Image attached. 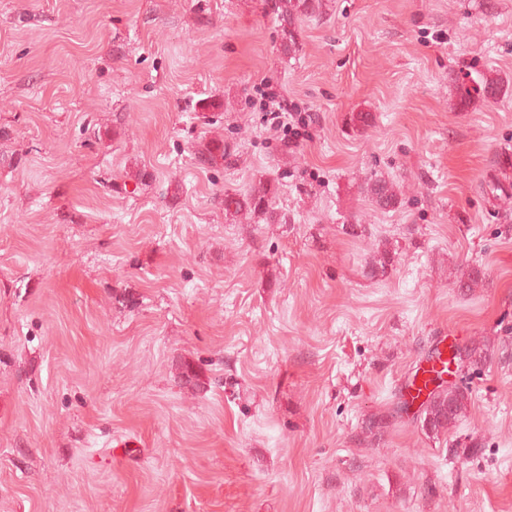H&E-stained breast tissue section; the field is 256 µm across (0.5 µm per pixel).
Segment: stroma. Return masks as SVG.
<instances>
[{
  "instance_id": "stroma-1",
  "label": "stroma",
  "mask_w": 512,
  "mask_h": 512,
  "mask_svg": "<svg viewBox=\"0 0 512 512\" xmlns=\"http://www.w3.org/2000/svg\"><path fill=\"white\" fill-rule=\"evenodd\" d=\"M300 27L287 56L264 0H0V512H512V0ZM261 179L287 223L226 217ZM444 336L486 359L436 434L394 410ZM259 95L261 110L265 112L266 125L274 134L288 131V137L296 140L302 135L301 129L305 130L316 123L313 112H302L293 102L289 107L287 100L280 93H270L263 88ZM363 192L382 210L393 209L398 204V195L392 183L385 176H371L363 187Z\"/></svg>"
}]
</instances>
